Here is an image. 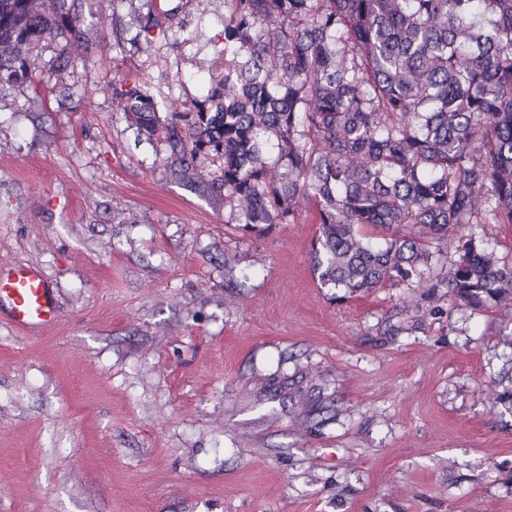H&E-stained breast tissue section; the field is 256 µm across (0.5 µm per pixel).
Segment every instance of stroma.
Masks as SVG:
<instances>
[{"label": "stroma", "instance_id": "stroma-1", "mask_svg": "<svg viewBox=\"0 0 512 512\" xmlns=\"http://www.w3.org/2000/svg\"><path fill=\"white\" fill-rule=\"evenodd\" d=\"M175 36L116 44L124 0H84L91 55L0 90V264L53 283L38 335L0 315V512H512V306L311 268L315 210L256 228L119 112L204 99L224 0H141Z\"/></svg>", "mask_w": 512, "mask_h": 512}]
</instances>
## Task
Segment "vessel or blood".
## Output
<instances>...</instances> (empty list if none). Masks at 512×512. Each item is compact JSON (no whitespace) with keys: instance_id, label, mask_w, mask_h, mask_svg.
<instances>
[{"instance_id":"obj_1","label":"vessel or blood","mask_w":512,"mask_h":512,"mask_svg":"<svg viewBox=\"0 0 512 512\" xmlns=\"http://www.w3.org/2000/svg\"><path fill=\"white\" fill-rule=\"evenodd\" d=\"M22 331H37L55 324L57 303L53 286L37 267L0 265V308Z\"/></svg>"}]
</instances>
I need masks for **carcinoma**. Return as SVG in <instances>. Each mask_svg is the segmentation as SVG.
<instances>
[{"instance_id": "1", "label": "carcinoma", "mask_w": 512, "mask_h": 512, "mask_svg": "<svg viewBox=\"0 0 512 512\" xmlns=\"http://www.w3.org/2000/svg\"><path fill=\"white\" fill-rule=\"evenodd\" d=\"M224 70L210 94L160 115L146 83L120 109L169 144L186 174L221 161L208 187L237 224H291L306 202L324 288H447L465 304L512 303V265L470 232L443 277L448 236L512 224V0H225ZM135 40L170 27L149 12ZM50 36L87 62L75 0H0V87L31 80ZM395 229L380 244L362 232Z\"/></svg>"}]
</instances>
